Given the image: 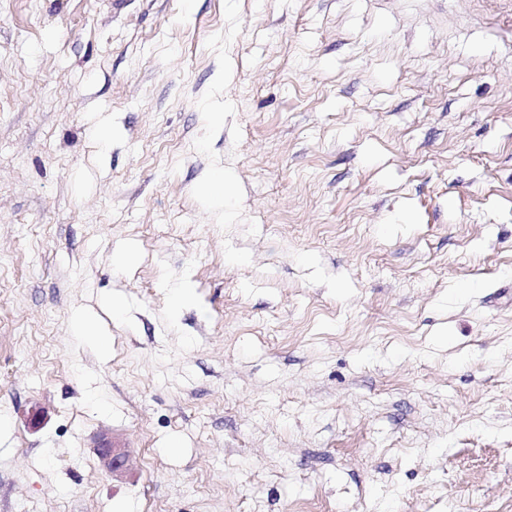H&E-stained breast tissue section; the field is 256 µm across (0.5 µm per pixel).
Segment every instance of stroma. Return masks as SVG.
Returning <instances> with one entry per match:
<instances>
[{
	"instance_id": "stroma-1",
	"label": "stroma",
	"mask_w": 512,
	"mask_h": 512,
	"mask_svg": "<svg viewBox=\"0 0 512 512\" xmlns=\"http://www.w3.org/2000/svg\"><path fill=\"white\" fill-rule=\"evenodd\" d=\"M0 512H512V0H0ZM120 448L121 446L112 438V446L108 445L98 450L105 467L112 475L122 473L129 465V456Z\"/></svg>"
}]
</instances>
